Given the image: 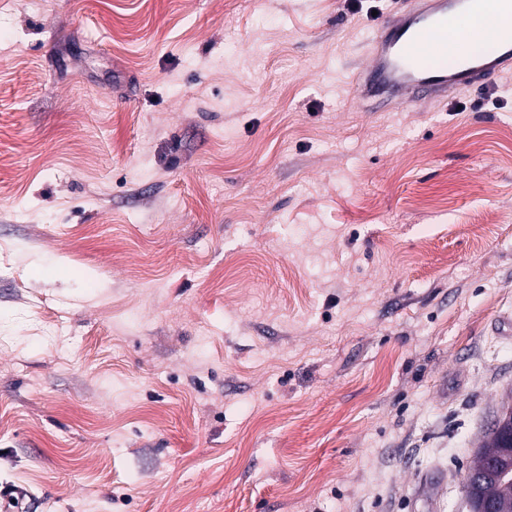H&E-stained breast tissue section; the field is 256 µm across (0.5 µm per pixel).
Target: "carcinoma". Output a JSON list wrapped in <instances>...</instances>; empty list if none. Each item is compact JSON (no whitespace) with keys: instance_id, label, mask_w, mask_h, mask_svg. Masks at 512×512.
<instances>
[{"instance_id":"1","label":"carcinoma","mask_w":512,"mask_h":512,"mask_svg":"<svg viewBox=\"0 0 512 512\" xmlns=\"http://www.w3.org/2000/svg\"><path fill=\"white\" fill-rule=\"evenodd\" d=\"M511 435L512 421L498 432L484 433L463 486V492L471 500L489 502L496 512H512V447L508 446ZM494 464L498 465L496 475L477 486L473 485L474 477Z\"/></svg>"}]
</instances>
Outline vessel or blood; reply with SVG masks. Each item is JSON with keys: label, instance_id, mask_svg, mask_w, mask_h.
I'll return each mask as SVG.
<instances>
[{"label": "vessel or blood", "instance_id": "1", "mask_svg": "<svg viewBox=\"0 0 512 512\" xmlns=\"http://www.w3.org/2000/svg\"><path fill=\"white\" fill-rule=\"evenodd\" d=\"M486 0H417L411 10L382 18L371 30L364 76L355 86L363 99L418 108L476 86L489 87L512 70V26L496 35L493 56L460 53L448 59L449 43L466 45L471 21Z\"/></svg>", "mask_w": 512, "mask_h": 512}]
</instances>
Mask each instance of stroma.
<instances>
[{"label":"stroma","mask_w":512,"mask_h":512,"mask_svg":"<svg viewBox=\"0 0 512 512\" xmlns=\"http://www.w3.org/2000/svg\"><path fill=\"white\" fill-rule=\"evenodd\" d=\"M413 0H0V489L464 512L512 393V75L361 106Z\"/></svg>","instance_id":"1"}]
</instances>
